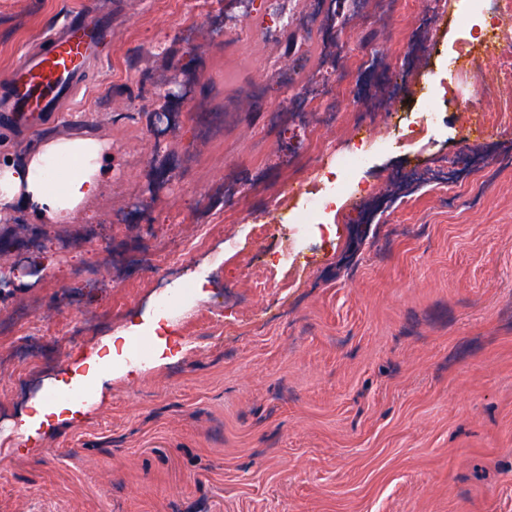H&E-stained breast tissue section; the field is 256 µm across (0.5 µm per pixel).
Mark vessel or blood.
<instances>
[{"label": "vessel or blood", "mask_w": 512, "mask_h": 512, "mask_svg": "<svg viewBox=\"0 0 512 512\" xmlns=\"http://www.w3.org/2000/svg\"><path fill=\"white\" fill-rule=\"evenodd\" d=\"M109 32L105 18L86 15L39 37L0 91V124L30 130L63 111L88 86L97 44Z\"/></svg>", "instance_id": "b4317fda"}]
</instances>
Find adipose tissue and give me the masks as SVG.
<instances>
[{"instance_id":"1","label":"adipose tissue","mask_w":512,"mask_h":512,"mask_svg":"<svg viewBox=\"0 0 512 512\" xmlns=\"http://www.w3.org/2000/svg\"><path fill=\"white\" fill-rule=\"evenodd\" d=\"M109 149V143L92 137L45 138L19 160L0 163V214L22 209L49 224L74 222L112 177L105 164ZM105 350V356L68 366L57 380L58 387L102 381L104 365L128 356L126 333L106 338ZM76 412V406L65 402L34 399L20 416L18 433L26 440L36 437L43 429L74 419Z\"/></svg>"}]
</instances>
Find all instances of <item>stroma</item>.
<instances>
[{
  "label": "stroma",
  "mask_w": 512,
  "mask_h": 512,
  "mask_svg": "<svg viewBox=\"0 0 512 512\" xmlns=\"http://www.w3.org/2000/svg\"><path fill=\"white\" fill-rule=\"evenodd\" d=\"M459 9L0 0V82L69 15L112 18L77 120L0 139V162L42 137L112 144L85 220L0 223V246L45 268L0 298V512H512V170L447 187L440 159L480 125L450 109L398 147L389 113L361 110L365 85L413 101L430 81L486 109L478 77L497 55ZM340 28L346 92L303 108ZM458 53L477 73L449 71ZM358 137L379 144L357 176L373 197L343 198L332 227L289 249L294 212ZM158 243L165 279L126 265ZM199 278L207 297L170 315L178 360L132 337L137 373L113 369L84 413L19 441L21 412L70 362Z\"/></svg>",
  "instance_id": "stroma-1"
}]
</instances>
